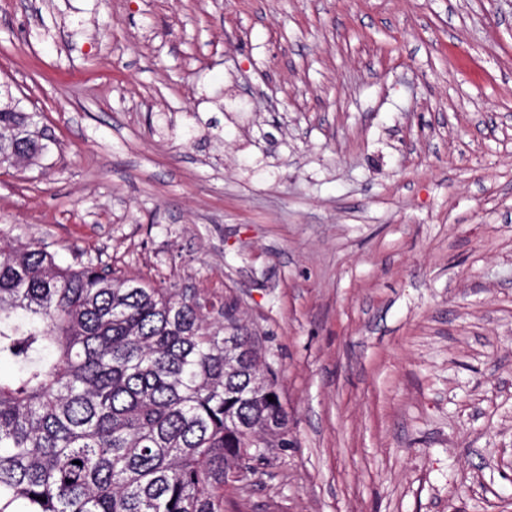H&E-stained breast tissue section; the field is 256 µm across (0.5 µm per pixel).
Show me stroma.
<instances>
[{
    "label": "stroma",
    "instance_id": "obj_1",
    "mask_svg": "<svg viewBox=\"0 0 512 512\" xmlns=\"http://www.w3.org/2000/svg\"><path fill=\"white\" fill-rule=\"evenodd\" d=\"M0 90L52 136L0 235L277 370L227 512H512V0H0Z\"/></svg>",
    "mask_w": 512,
    "mask_h": 512
}]
</instances>
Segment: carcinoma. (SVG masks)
Returning <instances> with one entry per match:
<instances>
[{"label": "carcinoma", "mask_w": 512, "mask_h": 512, "mask_svg": "<svg viewBox=\"0 0 512 512\" xmlns=\"http://www.w3.org/2000/svg\"><path fill=\"white\" fill-rule=\"evenodd\" d=\"M49 140L35 113L0 109V166ZM3 364L0 512H224L234 466L288 439L234 304L1 238Z\"/></svg>", "instance_id": "1"}]
</instances>
